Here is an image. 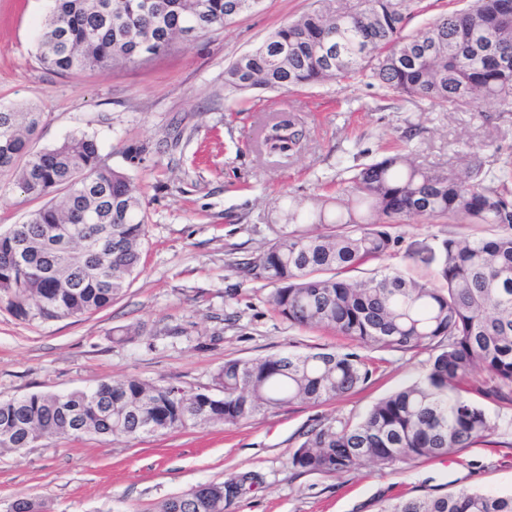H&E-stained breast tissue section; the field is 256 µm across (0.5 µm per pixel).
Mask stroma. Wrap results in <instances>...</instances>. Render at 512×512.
I'll use <instances>...</instances> for the list:
<instances>
[{
    "label": "stroma",
    "instance_id": "obj_1",
    "mask_svg": "<svg viewBox=\"0 0 512 512\" xmlns=\"http://www.w3.org/2000/svg\"><path fill=\"white\" fill-rule=\"evenodd\" d=\"M317 6L261 0L224 27L176 39L158 55L62 75L37 56L50 0H0V106L29 104L45 113L37 151L74 134L95 135L103 163L140 186L148 216L141 271L111 306L42 322L20 320L0 304V400L129 377L197 391L225 360L316 348L357 353L372 372L340 400L296 402L234 426L114 441L50 437L2 453L0 512L21 497L45 501L51 512H157L165 499L244 474L257 480L226 512H378L400 498L512 492V404L505 403L494 408L500 428L489 442L397 473L324 475L290 464L308 430L333 417L363 416L420 378L432 352L369 350L329 329L290 324L270 306L269 288L246 279L238 262L267 246L289 200L335 197L354 172L390 153L444 172L463 171L475 155L493 170L512 157V112L488 102L453 111L357 80L225 99V68ZM282 120L302 122V146L267 153L261 132ZM141 143L150 151L130 163L127 148ZM40 206L0 183V233ZM471 231L450 218L407 219L395 227L401 242L382 263L406 267L411 247ZM126 326L140 327V336L114 343L113 329Z\"/></svg>",
    "mask_w": 512,
    "mask_h": 512
}]
</instances>
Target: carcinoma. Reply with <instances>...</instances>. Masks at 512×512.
<instances>
[{"label":"carcinoma","mask_w":512,"mask_h":512,"mask_svg":"<svg viewBox=\"0 0 512 512\" xmlns=\"http://www.w3.org/2000/svg\"><path fill=\"white\" fill-rule=\"evenodd\" d=\"M252 0H54L37 51L40 62L73 74L135 63L249 11ZM272 31L246 60L224 70L229 95L289 91L361 78L369 86L452 109L491 101L512 111V0H474L415 35L403 34L413 0H333ZM43 120L33 107H0V179L46 203L0 233V303L21 320L80 317L112 304L140 268L146 237L141 190L130 175L101 163L95 137L73 135L34 151ZM304 136L293 122L266 127L271 154L294 151ZM512 161L498 173L473 159L464 174L386 156L350 177L348 196L304 207L288 200L284 223L242 263L251 280L272 286L269 303L292 325L327 327L370 349L434 350L423 376L376 402L361 418L312 428L290 463L336 475L368 466L398 471L420 458L447 456L494 434L486 403H512ZM452 217L489 226L490 237H448L408 253L432 271L373 269L388 256L404 219ZM303 224L322 226L314 233ZM20 257L23 264L15 262ZM353 352L288 351L229 359L213 375L215 392L188 393L137 378L66 393L0 400V449L31 448L47 436L138 438L197 426L236 425L293 401L321 404L365 384ZM78 412L75 427L68 408ZM209 483L161 502L158 512H224L246 482ZM380 512H512V494L449 492L403 499Z\"/></svg>","instance_id":"cac0c4a2"}]
</instances>
